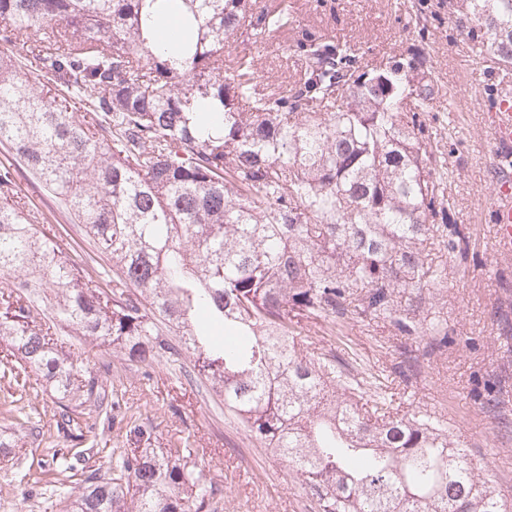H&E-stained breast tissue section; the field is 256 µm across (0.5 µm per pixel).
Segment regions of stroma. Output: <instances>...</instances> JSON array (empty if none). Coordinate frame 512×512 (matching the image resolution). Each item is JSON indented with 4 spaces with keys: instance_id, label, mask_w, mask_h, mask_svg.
Instances as JSON below:
<instances>
[{
    "instance_id": "1",
    "label": "stroma",
    "mask_w": 512,
    "mask_h": 512,
    "mask_svg": "<svg viewBox=\"0 0 512 512\" xmlns=\"http://www.w3.org/2000/svg\"><path fill=\"white\" fill-rule=\"evenodd\" d=\"M295 28L325 30L350 43L366 64L399 47L421 50L440 88L430 110L434 126L452 131L448 197L456 223L467 228V255L448 257L450 271L439 290L441 311L455 340L436 353L423 341L393 335L382 321L354 330L337 329V355L359 369L380 375L397 404H414L460 423L461 439L500 493L512 499V258L493 250L489 197L498 180L490 163L494 144L490 112L500 89H512V68L478 56L448 0H288ZM293 33L285 31L256 49L260 79L292 82L300 67L286 52ZM16 189L46 217L44 229L60 236L74 256L95 248L73 216L63 211L29 173L19 172ZM72 352L84 370L104 373L120 408L111 420L84 412L87 443L75 448L56 425L59 410L50 386L20 394L0 375V404L15 401L32 423L0 415V430L16 448L0 456V512H67L53 493L56 482L77 485L84 467H109L112 453L129 448H164L189 438L217 488L218 512H316L292 471L269 449L248 437L222 398L209 387L190 386L173 370L144 371L110 347L76 336ZM501 396L496 408L485 402L487 385ZM75 458L74 470L59 467Z\"/></svg>"
}]
</instances>
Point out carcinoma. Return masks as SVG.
Returning a JSON list of instances; mask_svg holds the SVG:
<instances>
[{
    "label": "carcinoma",
    "mask_w": 512,
    "mask_h": 512,
    "mask_svg": "<svg viewBox=\"0 0 512 512\" xmlns=\"http://www.w3.org/2000/svg\"><path fill=\"white\" fill-rule=\"evenodd\" d=\"M472 48L512 65V0H457ZM281 0H0V341L23 391L50 382L107 415L104 379L64 347L82 336L130 362L205 380L244 431L283 458L317 512H512L448 421L393 408L335 350L305 353L303 321H390L448 345L427 319L469 236L445 198L453 144L433 130L439 89L400 48L369 67L305 32L290 90L224 53L288 29ZM83 224L105 260L39 229L14 196L16 166ZM223 326L216 341L199 319ZM84 442L69 408L59 412ZM73 512H208L217 490L181 439L112 458Z\"/></svg>",
    "instance_id": "cac0c4a2"
}]
</instances>
